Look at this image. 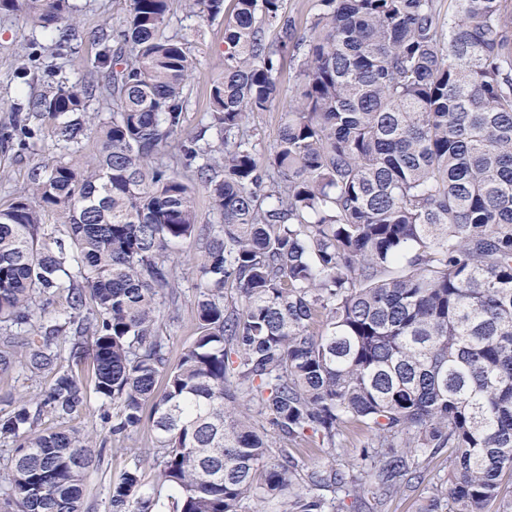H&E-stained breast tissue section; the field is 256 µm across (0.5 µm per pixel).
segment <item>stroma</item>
<instances>
[{
  "label": "stroma",
  "instance_id": "obj_1",
  "mask_svg": "<svg viewBox=\"0 0 512 512\" xmlns=\"http://www.w3.org/2000/svg\"><path fill=\"white\" fill-rule=\"evenodd\" d=\"M78 15L79 27L69 50L57 52V36L33 26L21 12H0V209L7 207L17 192L27 186L34 171L51 166L65 152L55 144L47 121L30 115L31 136L25 144L7 140L12 129V105L20 99L38 97L57 83L84 89L94 83L105 86L108 68L97 62L104 47L103 36L119 28L128 9L127 0H71ZM168 35H183L198 62L186 87L187 106L183 133L203 134L213 140L208 128L209 96L214 80L224 70V23L187 16L180 0H175ZM28 64L26 75H19L21 64ZM297 61L285 55L278 73L279 95L265 112L250 115L247 131L261 149L275 143L288 110L291 91L296 83ZM178 276V316L163 319V332L169 338L168 356L178 361L197 337L195 288L199 247L186 241L174 250ZM50 381L49 376H33L25 367L15 366L0 374V417L8 415L19 402L32 398ZM116 406L102 404L96 395H89L83 411L72 421L73 426L96 430L104 443L102 460L93 464L86 479L84 512H108L109 490L113 482L144 460L152 448L154 436L149 424L131 429L125 436L111 434ZM374 442L366 428L344 430L336 447L320 448L315 443L300 442L292 455L301 473L318 467L351 472L360 459L363 448ZM451 458L448 449L421 457L419 477L396 494L385 496L377 486L366 484L363 491L339 490L333 512H425L437 489L444 487Z\"/></svg>",
  "mask_w": 512,
  "mask_h": 512
}]
</instances>
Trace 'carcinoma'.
Returning <instances> with one entry per match:
<instances>
[{
    "mask_svg": "<svg viewBox=\"0 0 512 512\" xmlns=\"http://www.w3.org/2000/svg\"><path fill=\"white\" fill-rule=\"evenodd\" d=\"M172 0H129L98 154L81 158L84 91L58 84L13 104L50 124L70 159L34 173L0 209V372L25 358L45 390L0 418L17 446L5 474L16 512H83L98 433L69 422L87 392L68 362L91 361L94 392L118 407L112 435L144 420L159 479L140 467L112 484L109 512H242L253 498L324 512L297 488L288 443L336 447L349 423L374 435L361 461L383 493L408 485L418 451H452L450 512H512V0H318L309 38L285 0H183L224 22V76L210 93L218 144L182 132L196 69L187 37L165 33ZM74 37L69 0H0ZM281 27L270 42L266 28ZM293 43L298 75L276 144L263 155L250 114L278 96ZM214 223L199 224L189 180ZM59 215L65 235L42 223ZM201 242L197 339L174 366L158 308L175 314L173 248ZM64 293V324L34 328ZM321 329H314L315 323ZM164 392L156 396L159 377ZM260 416L278 436L258 425ZM314 486L362 485L316 470Z\"/></svg>",
    "mask_w": 512,
    "mask_h": 512,
    "instance_id": "1",
    "label": "carcinoma"
}]
</instances>
